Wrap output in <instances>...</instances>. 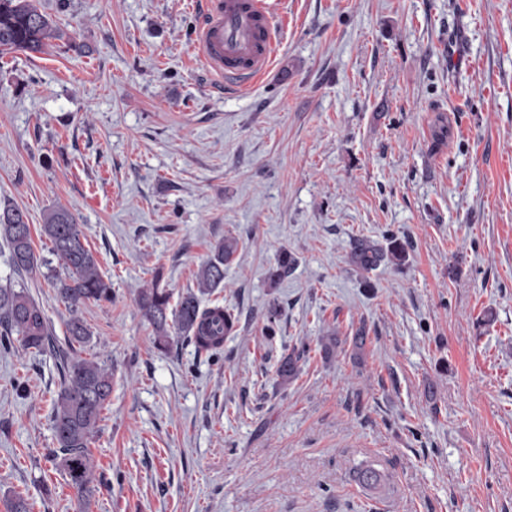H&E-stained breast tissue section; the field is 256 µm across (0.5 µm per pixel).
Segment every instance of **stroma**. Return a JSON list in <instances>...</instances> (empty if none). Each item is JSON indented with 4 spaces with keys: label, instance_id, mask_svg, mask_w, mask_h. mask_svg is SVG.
Instances as JSON below:
<instances>
[{
    "label": "stroma",
    "instance_id": "35a3bbf8",
    "mask_svg": "<svg viewBox=\"0 0 512 512\" xmlns=\"http://www.w3.org/2000/svg\"><path fill=\"white\" fill-rule=\"evenodd\" d=\"M40 6L65 38L0 57V203L26 213L40 268L15 272L0 241V286L41 306L55 346L0 351V512L17 495L76 512L49 461L74 315L77 355L112 369L91 512H512V0H288L275 64L233 97L193 64L199 0ZM56 207L111 302L61 300L38 231ZM227 234L203 304L235 331L214 356L158 350L139 290L196 288ZM391 235L404 265L363 287L351 241ZM284 249L297 264L273 287ZM308 350L309 344L301 343L300 348H294L291 353H288V355L280 360L277 368V376L282 383H287L297 376L300 369L299 362L303 359Z\"/></svg>",
    "mask_w": 512,
    "mask_h": 512
}]
</instances>
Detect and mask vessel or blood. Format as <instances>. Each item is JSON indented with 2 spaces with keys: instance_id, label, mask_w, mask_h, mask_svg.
I'll use <instances>...</instances> for the list:
<instances>
[{
  "instance_id": "vessel-or-blood-1",
  "label": "vessel or blood",
  "mask_w": 512,
  "mask_h": 512,
  "mask_svg": "<svg viewBox=\"0 0 512 512\" xmlns=\"http://www.w3.org/2000/svg\"><path fill=\"white\" fill-rule=\"evenodd\" d=\"M287 16L286 0H201L199 66L223 79L225 94L242 93L274 64Z\"/></svg>"
}]
</instances>
